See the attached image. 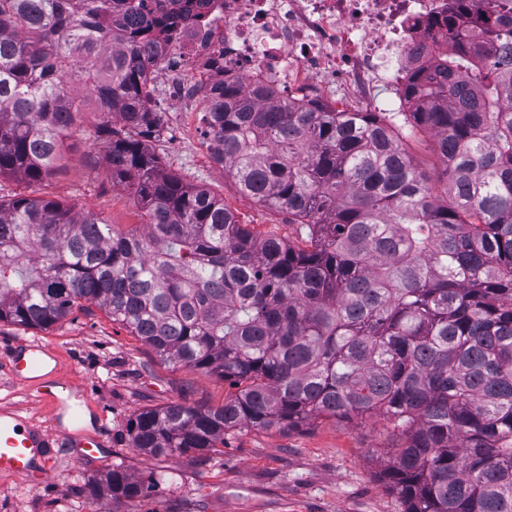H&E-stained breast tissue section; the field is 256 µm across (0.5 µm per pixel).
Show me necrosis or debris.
<instances>
[{
	"instance_id": "necrosis-or-debris-1",
	"label": "necrosis or debris",
	"mask_w": 512,
	"mask_h": 512,
	"mask_svg": "<svg viewBox=\"0 0 512 512\" xmlns=\"http://www.w3.org/2000/svg\"><path fill=\"white\" fill-rule=\"evenodd\" d=\"M197 23L158 37L153 55L177 101L198 92L182 74L207 83L242 78L277 97L335 107L348 91L356 107L409 112L411 74H434L449 51L448 31L489 15L485 0H199Z\"/></svg>"
}]
</instances>
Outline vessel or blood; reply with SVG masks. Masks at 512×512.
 Wrapping results in <instances>:
<instances>
[{
	"mask_svg": "<svg viewBox=\"0 0 512 512\" xmlns=\"http://www.w3.org/2000/svg\"><path fill=\"white\" fill-rule=\"evenodd\" d=\"M11 357V370L16 380L46 398L57 431L65 436L76 435V445L83 448L85 455L100 454L101 442L78 428L83 419L82 411L70 405L63 396L69 385L61 380L50 347L25 339L13 344ZM48 445L45 436L29 427L19 412L0 413V474H46L48 460L43 450Z\"/></svg>",
	"mask_w": 512,
	"mask_h": 512,
	"instance_id": "obj_1",
	"label": "vessel or blood"
}]
</instances>
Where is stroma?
Returning a JSON list of instances; mask_svg holds the SVG:
<instances>
[{
  "label": "stroma",
  "mask_w": 512,
  "mask_h": 512,
  "mask_svg": "<svg viewBox=\"0 0 512 512\" xmlns=\"http://www.w3.org/2000/svg\"><path fill=\"white\" fill-rule=\"evenodd\" d=\"M152 101L162 116L149 150L163 167L189 185L223 197L239 223L258 235L274 234L303 244L299 225L287 213L243 195L232 177L204 150L202 113L176 104L160 76L152 78ZM76 128L66 139L55 173L38 183L0 178V198L43 196L93 211L116 228L141 223L122 186L105 164L108 142L99 128L106 115L81 93ZM19 338L49 345L60 373L81 388L84 407L99 416L97 435L104 456L79 461L67 440H56L52 472L45 479L0 474V512H404L403 501L381 478L379 457L395 447L382 416L364 421L319 418L289 431L242 428L227 431L224 444L205 462L150 456L133 447L130 418L145 408L171 403L219 406L229 383L160 360L154 351L103 310L73 311L47 329L0 323V410L21 412L37 428L50 430L43 396L19 390L8 369V345ZM154 480L148 497L113 499L104 478L112 465Z\"/></svg>",
  "instance_id": "1"
}]
</instances>
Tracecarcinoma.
Segmentation results:
<instances>
[{"instance_id":"1","label":"carcinoma","mask_w":512,"mask_h":512,"mask_svg":"<svg viewBox=\"0 0 512 512\" xmlns=\"http://www.w3.org/2000/svg\"><path fill=\"white\" fill-rule=\"evenodd\" d=\"M195 18L146 0H0V177H48L92 90L105 163L146 223L118 231L44 197L0 200V322L47 329L85 304L166 361L227 380L218 407L171 403L133 447L198 462L237 428L386 417L381 476L405 512H512V11L417 75L411 112H315L248 81L206 88L213 160L308 229L260 237L147 149L151 37ZM435 140V192L402 145ZM114 499L153 484L120 465Z\"/></svg>"}]
</instances>
